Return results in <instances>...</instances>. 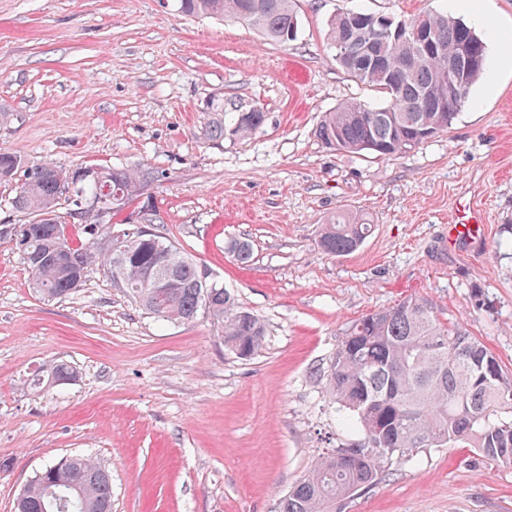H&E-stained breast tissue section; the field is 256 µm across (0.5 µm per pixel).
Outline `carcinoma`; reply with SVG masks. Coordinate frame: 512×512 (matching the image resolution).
<instances>
[{"label":"carcinoma","mask_w":512,"mask_h":512,"mask_svg":"<svg viewBox=\"0 0 512 512\" xmlns=\"http://www.w3.org/2000/svg\"><path fill=\"white\" fill-rule=\"evenodd\" d=\"M294 0H178L180 12L197 17L244 22L266 39L287 43L296 37L299 17ZM429 23L440 49L433 55L413 43L364 36L385 61L382 68L359 69L356 60L336 47L341 14L329 21L326 39L336 61L353 78L380 93L383 104L348 101L327 112L314 134L328 148L377 157L417 146L418 129L442 118L448 129L455 112L436 111L432 90L447 82L448 57L464 40L474 42L483 58L482 37L459 18L432 14ZM204 136L219 141L226 132L248 136L264 122L257 108L236 112L226 124L224 104L213 103ZM23 170L11 207L31 221L14 234L27 264L29 286L47 300L62 299L84 282L89 269L100 267L124 289L144 313L162 321L192 323L205 316L217 324L224 348L247 357L263 346L265 326L224 288L198 287L206 269L162 236L152 220L131 234L112 233L95 210L81 223L69 224L61 205L120 195L132 205L154 181L150 168L101 166L99 181L74 183L72 174L51 163L23 168L20 158L0 152V181ZM363 218L341 213L322 225L318 245L329 255L355 251L370 235ZM226 250L242 264L252 258L246 238L227 242ZM73 367L57 363L47 383L70 381ZM326 394L345 412L343 424L356 438L350 447L321 456L280 497L276 512H333L336 503L375 485L393 461L409 459L420 448H476L494 463L512 465V372L478 338L435 315L433 303L410 296L396 305L370 312L345 331L323 370ZM349 453L340 462L338 454ZM24 512H112V472L80 454L47 465L22 491Z\"/></svg>","instance_id":"cac0c4a2"}]
</instances>
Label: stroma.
I'll return each mask as SVG.
<instances>
[{
	"label": "stroma",
	"mask_w": 512,
	"mask_h": 512,
	"mask_svg": "<svg viewBox=\"0 0 512 512\" xmlns=\"http://www.w3.org/2000/svg\"><path fill=\"white\" fill-rule=\"evenodd\" d=\"M505 37L447 130L379 159L314 130L349 99L380 96L325 40L350 9L465 18L456 0H296L295 40L181 14L175 0H0V151L26 165L150 167V217L265 323L241 359L210 320L160 321L99 269L47 301L0 239V512L46 465L85 454L112 472V512H275L322 454L354 435L315 377L361 316L432 301L512 371V0H477ZM265 121L219 142L211 101ZM365 213L356 251L317 245L332 213ZM477 215L482 232L450 237ZM244 237L238 263L224 243ZM64 362L62 385L33 373ZM336 512H512V466L474 448H422Z\"/></svg>",
	"instance_id": "1"
}]
</instances>
